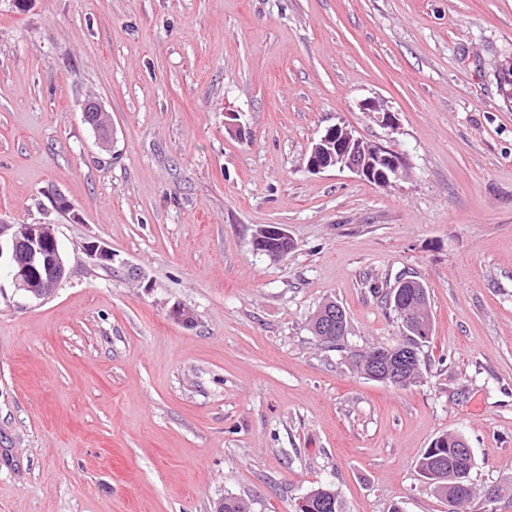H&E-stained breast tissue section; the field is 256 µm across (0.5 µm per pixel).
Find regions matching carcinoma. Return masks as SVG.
Segmentation results:
<instances>
[{"label":"carcinoma","mask_w":512,"mask_h":512,"mask_svg":"<svg viewBox=\"0 0 512 512\" xmlns=\"http://www.w3.org/2000/svg\"><path fill=\"white\" fill-rule=\"evenodd\" d=\"M386 303L401 324L402 342L376 347V350L389 359L387 366L379 374L372 371L367 352L352 354V365L364 377L392 386L404 387L420 383L424 371L427 370L424 360H419V367L400 373L395 370V364L390 361V357L395 350L402 347L412 346L418 350L429 342L433 321L427 288L415 280L404 281L386 295ZM311 328L323 342L336 345L346 333V313L336 302L327 301L313 316ZM464 441L465 437L458 433L443 434L425 449L418 461V471L426 486L437 496L453 502V512H458V509L466 507L476 498L481 497L488 502L492 495L499 499L512 494V485L477 487L471 478L474 461L458 453ZM305 499L310 503V512H345L344 500L331 484L317 486Z\"/></svg>","instance_id":"1"}]
</instances>
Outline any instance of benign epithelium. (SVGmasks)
<instances>
[{"label": "benign epithelium", "mask_w": 512, "mask_h": 512, "mask_svg": "<svg viewBox=\"0 0 512 512\" xmlns=\"http://www.w3.org/2000/svg\"><path fill=\"white\" fill-rule=\"evenodd\" d=\"M498 84L503 100L512 101V56L498 66ZM363 110L377 115V121L395 131L398 118L379 99L363 103ZM83 113L86 122L96 128L107 117L106 110L95 100L87 102ZM348 169L361 178L387 188L395 185L408 168L405 157L390 145L372 143L355 134V130L336 124L314 142L307 152V169L318 173L329 168ZM83 253L95 265H112L114 254L103 242H87ZM0 268L5 270L15 290L40 300L52 295L55 286L68 275V261L61 251L51 224L0 223Z\"/></svg>", "instance_id": "obj_1"}]
</instances>
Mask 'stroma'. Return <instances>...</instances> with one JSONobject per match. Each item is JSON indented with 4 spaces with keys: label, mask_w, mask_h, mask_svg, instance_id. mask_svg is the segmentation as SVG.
Segmentation results:
<instances>
[{
    "label": "stroma",
    "mask_w": 512,
    "mask_h": 512,
    "mask_svg": "<svg viewBox=\"0 0 512 512\" xmlns=\"http://www.w3.org/2000/svg\"><path fill=\"white\" fill-rule=\"evenodd\" d=\"M511 55L512 0H0V219L53 225L70 270L42 300L0 276V512H296L321 484L346 512H448L417 467L448 431L475 484L512 483ZM339 122L408 176L309 172ZM265 224L287 257L254 250ZM405 278L434 328L397 387L349 356L400 342ZM327 299L340 348L310 331ZM362 107L364 111L376 114L377 121L382 126L393 131L398 129V118L395 112H392L383 100H366Z\"/></svg>",
    "instance_id": "35a3bbf8"
}]
</instances>
